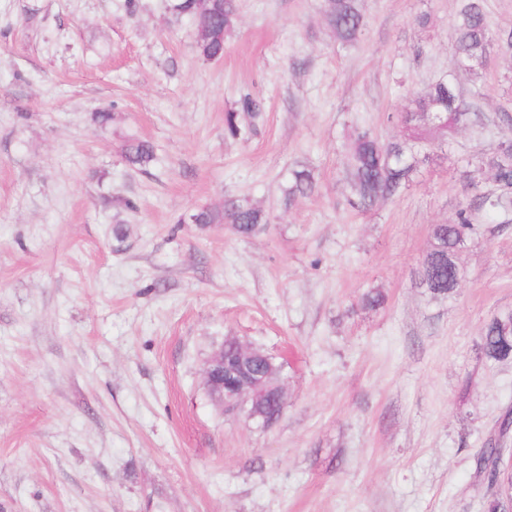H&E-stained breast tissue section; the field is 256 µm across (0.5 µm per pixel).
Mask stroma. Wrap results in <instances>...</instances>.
Wrapping results in <instances>:
<instances>
[{"label": "stroma", "instance_id": "1", "mask_svg": "<svg viewBox=\"0 0 512 512\" xmlns=\"http://www.w3.org/2000/svg\"><path fill=\"white\" fill-rule=\"evenodd\" d=\"M171 2L0 0V512H487L474 456L512 409V361L479 341L512 309V224L477 215L449 297L418 269L431 225L492 188L462 174L498 129L432 142L366 212L344 176L353 130L401 137L438 78L473 111L512 114V52L477 79L456 70L461 0H360L353 47L326 0H235L208 60ZM244 93L263 119L233 139L224 114ZM130 136L153 143L147 170L124 162ZM302 168L317 189L284 207ZM228 196L271 224L243 239L192 222ZM228 337L283 366L272 428L207 392Z\"/></svg>", "mask_w": 512, "mask_h": 512}]
</instances>
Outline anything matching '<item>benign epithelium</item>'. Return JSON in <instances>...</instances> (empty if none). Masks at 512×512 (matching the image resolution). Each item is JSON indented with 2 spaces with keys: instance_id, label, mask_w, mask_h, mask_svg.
Returning a JSON list of instances; mask_svg holds the SVG:
<instances>
[{
  "instance_id": "7a95c632",
  "label": "benign epithelium",
  "mask_w": 512,
  "mask_h": 512,
  "mask_svg": "<svg viewBox=\"0 0 512 512\" xmlns=\"http://www.w3.org/2000/svg\"><path fill=\"white\" fill-rule=\"evenodd\" d=\"M281 369L274 357L241 343L238 357L231 363L224 361L222 347L212 354L205 381L224 413L232 414L245 408L250 419L267 428L269 423L261 407L271 393H278L280 403L287 401L286 388L280 381Z\"/></svg>"
}]
</instances>
